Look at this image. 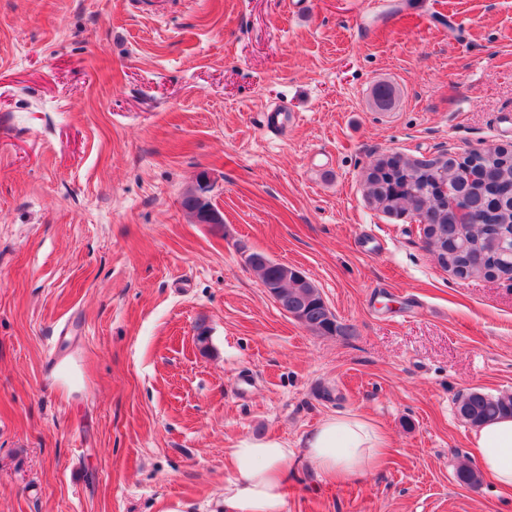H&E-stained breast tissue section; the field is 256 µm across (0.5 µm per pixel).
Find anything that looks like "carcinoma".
Listing matches in <instances>:
<instances>
[{"label": "carcinoma", "instance_id": "cac0c4a2", "mask_svg": "<svg viewBox=\"0 0 512 512\" xmlns=\"http://www.w3.org/2000/svg\"><path fill=\"white\" fill-rule=\"evenodd\" d=\"M512 185V152L479 149L458 161L443 155L431 160L405 159V166L389 177L376 178L369 185L371 202L384 212L419 206V221L438 227L439 237L448 243V259L438 256L443 266L450 264L479 276L485 270L512 271V200L503 188ZM466 207L477 225L465 234L455 222L452 204ZM263 283L279 280L288 312H303L309 323L321 327L320 335L349 336V327L324 319L322 297L311 283L293 274L280 280L281 268L263 263L266 255L250 253ZM512 413V395L492 396L471 391L458 400V413L479 427L498 416Z\"/></svg>", "mask_w": 512, "mask_h": 512}]
</instances>
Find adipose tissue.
Masks as SVG:
<instances>
[{"instance_id":"adipose-tissue-1","label":"adipose tissue","mask_w":512,"mask_h":512,"mask_svg":"<svg viewBox=\"0 0 512 512\" xmlns=\"http://www.w3.org/2000/svg\"><path fill=\"white\" fill-rule=\"evenodd\" d=\"M478 469L512 490V416L479 427L473 436ZM387 442L356 416L324 418L306 436L301 451L277 439H242L229 449L224 466V499L218 512H286L290 463L302 457L325 479L336 482L365 475L380 461Z\"/></svg>"}]
</instances>
